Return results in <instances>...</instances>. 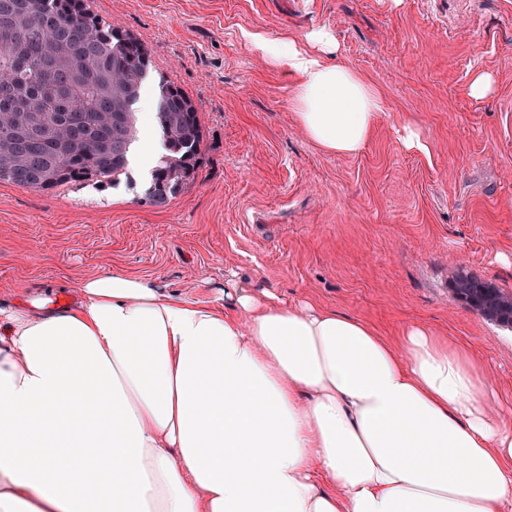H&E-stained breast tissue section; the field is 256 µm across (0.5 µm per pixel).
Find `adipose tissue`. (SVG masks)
<instances>
[{
  "label": "adipose tissue",
  "mask_w": 512,
  "mask_h": 512,
  "mask_svg": "<svg viewBox=\"0 0 512 512\" xmlns=\"http://www.w3.org/2000/svg\"><path fill=\"white\" fill-rule=\"evenodd\" d=\"M326 38L266 50L306 137L353 156L383 102ZM79 288L0 308V512H512V425L468 347L231 280Z\"/></svg>",
  "instance_id": "obj_1"
}]
</instances>
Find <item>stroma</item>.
Wrapping results in <instances>:
<instances>
[{
    "instance_id": "obj_1",
    "label": "stroma",
    "mask_w": 512,
    "mask_h": 512,
    "mask_svg": "<svg viewBox=\"0 0 512 512\" xmlns=\"http://www.w3.org/2000/svg\"><path fill=\"white\" fill-rule=\"evenodd\" d=\"M148 49L150 84L194 101L196 173L166 204L118 186L0 183V306L112 270L201 302L225 279L276 290L396 338L423 324L485 363L512 421V330L457 300L458 268L512 292V0H93ZM334 39L327 62L366 75L384 111L363 151L304 135L295 78L257 39ZM490 93H470L476 74ZM418 148L403 142L406 130Z\"/></svg>"
}]
</instances>
